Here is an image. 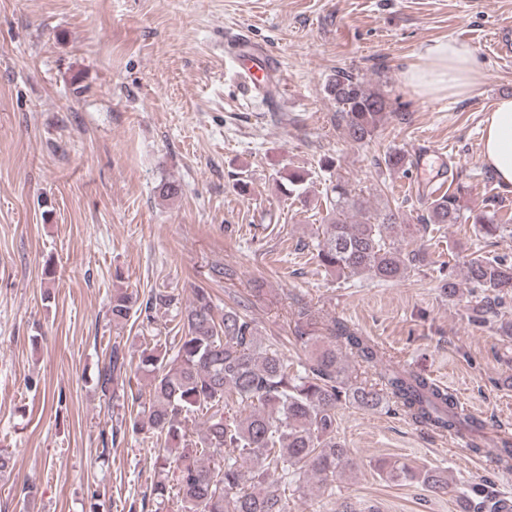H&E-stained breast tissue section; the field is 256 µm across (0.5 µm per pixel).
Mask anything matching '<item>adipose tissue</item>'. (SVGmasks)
Instances as JSON below:
<instances>
[{
	"label": "adipose tissue",
	"instance_id": "adipose-tissue-1",
	"mask_svg": "<svg viewBox=\"0 0 512 512\" xmlns=\"http://www.w3.org/2000/svg\"><path fill=\"white\" fill-rule=\"evenodd\" d=\"M473 49L453 40L435 41L423 48L417 63L403 73L404 83L431 97L445 92L471 95L484 81ZM482 159L499 183L512 187V96L497 100L484 120Z\"/></svg>",
	"mask_w": 512,
	"mask_h": 512
}]
</instances>
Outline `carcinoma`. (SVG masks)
<instances>
[{"instance_id":"carcinoma-1","label":"carcinoma","mask_w":512,"mask_h":512,"mask_svg":"<svg viewBox=\"0 0 512 512\" xmlns=\"http://www.w3.org/2000/svg\"><path fill=\"white\" fill-rule=\"evenodd\" d=\"M324 92L336 106V127L357 143L372 138L390 108L381 90L349 72L330 77ZM466 195L458 182L431 199L429 224L471 223L480 234L512 239V215L501 224L495 210L468 208ZM330 206L323 238L315 245L320 265L340 276L392 282L425 261L422 253H404L398 246L401 225L392 208L371 215L340 180L330 187ZM350 210L361 219H344ZM465 277L473 287L498 294L512 288V263L474 258ZM159 312L179 317L181 335L145 344L136 363L125 345L110 342L96 374L103 396L115 398L120 391L138 407L129 417L131 430L162 447L150 486L155 512H164L173 498L181 512H288V484L271 481L270 474L289 479L309 472L325 480L352 465L336 437L342 404L374 411L391 403L438 434L468 438L475 454L484 448L482 425L464 417L456 397L434 380L389 366L379 372V389L353 380L344 353L375 366L383 362V352L342 321L327 325L326 341L315 335L316 317L299 310L295 334L312 348V357L295 370L276 343L263 340L253 319L233 308L216 317L205 288L193 289L186 304L165 288L144 299L127 287L112 289L108 314L117 326L134 315L150 322ZM134 378L145 384L133 388ZM199 416L203 426L197 429ZM495 448L498 466L511 469L512 435H500ZM248 462L258 467L247 469ZM378 470L392 483H416L432 493L449 488L446 472L398 459L379 462ZM456 499L461 512H500L502 506L486 478L456 490Z\"/></svg>"}]
</instances>
